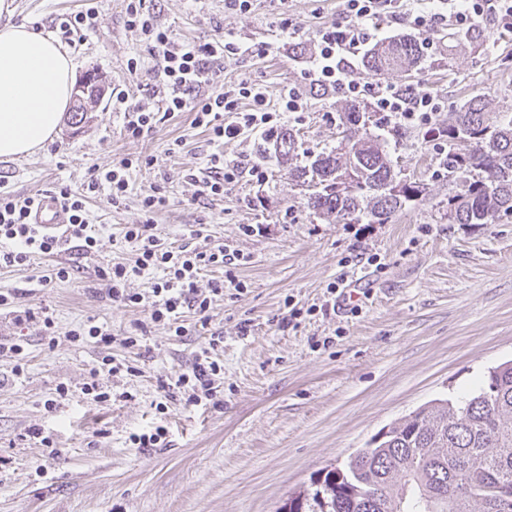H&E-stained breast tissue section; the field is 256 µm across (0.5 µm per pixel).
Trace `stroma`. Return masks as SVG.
Returning a JSON list of instances; mask_svg holds the SVG:
<instances>
[{
	"label": "stroma",
	"mask_w": 512,
	"mask_h": 512,
	"mask_svg": "<svg viewBox=\"0 0 512 512\" xmlns=\"http://www.w3.org/2000/svg\"><path fill=\"white\" fill-rule=\"evenodd\" d=\"M16 21L52 33L59 14L79 10L82 0H14ZM160 23L175 39L205 43L224 36L250 44L268 42L265 58L242 56L225 64V88L248 78L277 95L285 85L305 90L308 108L285 113L298 161L333 150L342 139L350 99L311 88L307 79L317 27L336 17V0H294L288 37L275 0H254L240 13L224 0H152ZM94 28L65 43L76 76L96 71L108 86L138 95L154 79V59L124 25L123 0H99ZM433 47L411 74L384 72L377 79L415 84L446 103L434 122L471 98L491 110L512 109V35L492 23L479 30L438 27ZM137 75H128L130 58ZM192 113L162 120L148 135L127 138L122 113L104 98L79 131L67 124L35 154L0 158V189L34 195L68 185L80 187L92 168L129 157L126 206L113 208L105 193L87 209L98 233L94 255L68 243L37 257L27 273L0 269V290L20 289V305L45 303L54 311V346L44 344L38 323L16 325L0 312V338L23 337L26 373L14 379L9 353L0 354V512H277L288 494L311 475L345 461L381 428L437 398H458L480 384L488 368L512 359V218L491 224H452L448 198L464 186L448 176L441 145L418 125L385 124L370 116L365 130L388 151L398 179L422 193L385 224H343L323 219L308 205V190L288 176L264 136H241L221 146L193 127ZM223 153L243 167L266 169L259 184L243 178L223 199L195 196L187 180L208 154ZM160 188L168 206L155 217V233L173 245H198L195 230L210 243L244 255L242 265L202 272L199 285L225 281L211 311L212 328L224 334V403L187 407L163 401L161 379L188 368L202 344L199 334L178 339L144 309L111 303L98 291L97 267L133 258L122 238L136 223L140 194ZM246 224L263 234L243 233ZM58 262L74 275L48 286H30ZM346 272L366 277L357 308L332 307L331 288ZM287 328H280L281 319ZM96 320L113 334L141 327L147 352L113 345L71 343L70 329ZM250 321L249 336L241 322ZM137 368L113 376L117 399L97 405L81 392L90 368L104 354ZM69 394L57 399L58 385ZM56 400L46 410L48 400ZM166 402L167 415L155 405ZM165 421L169 443L136 448L129 437ZM41 428L53 440L43 448L28 432Z\"/></svg>",
	"instance_id": "35a3bbf8"
}]
</instances>
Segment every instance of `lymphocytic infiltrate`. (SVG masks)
Masks as SVG:
<instances>
[{"label":"lymphocytic infiltrate","mask_w":512,"mask_h":512,"mask_svg":"<svg viewBox=\"0 0 512 512\" xmlns=\"http://www.w3.org/2000/svg\"><path fill=\"white\" fill-rule=\"evenodd\" d=\"M125 26L137 33L149 47L154 60L155 83L149 95L160 97L163 112H189L195 126L205 128L212 142L219 143L248 131L266 134L277 129L287 112L305 111L307 104L295 87H283L277 97L266 88L248 80L240 81L234 91L218 86L216 78L224 63L244 55L264 56L269 44H244L226 38L197 44L175 41L168 27L162 26L147 0H125ZM339 19L318 29L314 51L310 57L308 76L311 86L334 91L354 101H363L384 121L418 124L429 127L443 101L411 86L382 83L371 78H348L347 69L366 56L377 43L380 21L399 18L402 25L424 34L443 17H453L459 26L474 29L484 21L512 32V0H438L439 9H428L424 0H341ZM113 110L122 112L127 137L139 139L151 132L157 112L126 91L112 96ZM134 162L121 158L103 170L93 169L82 189L59 187L55 195L67 214L64 239L48 235L33 224L40 195L21 196L0 191V268L26 272L38 255L54 253L62 240H75L81 250L90 253L97 245V231L86 210L90 195L107 189L112 206L124 204L131 193L130 171ZM263 182L265 169L259 166L242 170L238 163L225 160L223 154H210L205 166L188 175L201 197H220L226 185L243 176ZM167 204L159 191L141 195V221L125 225L123 239L130 244L134 258L98 271L107 297L127 307L147 308L152 321L166 324L175 336L188 333L185 311H194L196 324L209 333L207 343L196 351L188 370L162 381L165 397L179 396L186 405L218 406L223 402L221 377L224 366L217 353L224 346L221 332L210 330V312L217 297L224 294V283L212 280L208 289H200L197 279L202 271L235 265L240 254L224 244L201 248L174 247L164 244L154 233V216ZM157 274L149 291H130L131 279Z\"/></svg>","instance_id":"lymphocytic-infiltrate-1"}]
</instances>
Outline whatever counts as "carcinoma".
<instances>
[{"mask_svg":"<svg viewBox=\"0 0 512 512\" xmlns=\"http://www.w3.org/2000/svg\"><path fill=\"white\" fill-rule=\"evenodd\" d=\"M421 39L388 41L364 59L371 71L408 72L422 55ZM365 108L346 113L344 143L288 174L313 188L308 205L348 224H386L422 192L396 181L381 146L356 136ZM490 122L489 104L475 97L437 127L467 155L448 157V173L477 171L464 192L448 196V223L489 224L512 217V114ZM278 155L292 161L296 139L276 134ZM296 512H512V361L488 371L485 385L459 402L437 399L380 431L341 465L312 474L288 495Z\"/></svg>","mask_w":512,"mask_h":512,"instance_id":"carcinoma-1","label":"carcinoma"}]
</instances>
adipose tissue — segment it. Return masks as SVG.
I'll list each match as a JSON object with an SVG mask.
<instances>
[{
    "label": "adipose tissue",
    "mask_w": 512,
    "mask_h": 512,
    "mask_svg": "<svg viewBox=\"0 0 512 512\" xmlns=\"http://www.w3.org/2000/svg\"><path fill=\"white\" fill-rule=\"evenodd\" d=\"M0 0V157L37 152L56 134L73 89L74 62L51 35L13 19Z\"/></svg>",
    "instance_id": "obj_1"
}]
</instances>
